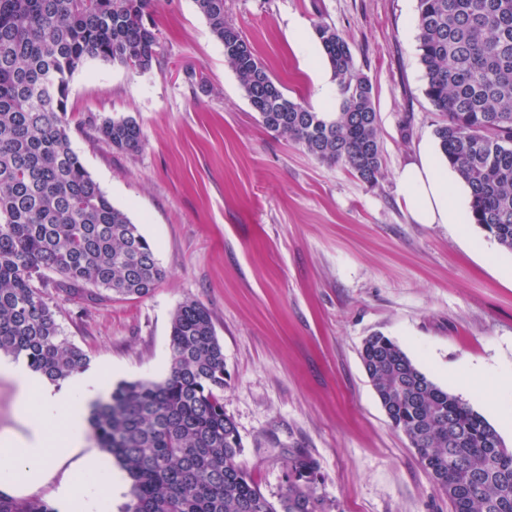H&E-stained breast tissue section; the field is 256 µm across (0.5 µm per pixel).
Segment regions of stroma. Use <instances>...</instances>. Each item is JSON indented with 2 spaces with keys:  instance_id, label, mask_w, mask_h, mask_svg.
Instances as JSON below:
<instances>
[{
  "instance_id": "1",
  "label": "stroma",
  "mask_w": 512,
  "mask_h": 512,
  "mask_svg": "<svg viewBox=\"0 0 512 512\" xmlns=\"http://www.w3.org/2000/svg\"><path fill=\"white\" fill-rule=\"evenodd\" d=\"M417 0H224L288 95L317 112L338 98L313 27L351 44L373 85L384 175L368 186L341 165L266 130L195 0H159L160 54L145 73L91 60L70 82L68 114L134 117L144 141L120 153L86 130L72 146L92 179L152 245L164 271L140 299L47 298L106 390L163 380L172 317L209 310L224 348V410L241 460L268 498L289 451L318 467L329 512H452L365 372L367 336L394 340L435 384L488 422L448 379L480 364L512 372V252L478 225L414 223L397 175L439 156L440 114L424 94Z\"/></svg>"
}]
</instances>
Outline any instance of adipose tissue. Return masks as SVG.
I'll return each instance as SVG.
<instances>
[{"label": "adipose tissue", "instance_id": "obj_1", "mask_svg": "<svg viewBox=\"0 0 512 512\" xmlns=\"http://www.w3.org/2000/svg\"><path fill=\"white\" fill-rule=\"evenodd\" d=\"M398 181L403 203L415 223H458L463 202L447 166L423 155L403 167ZM0 377L14 383L17 413L25 427L21 435L0 434V487L31 490L48 478L53 463L87 446V410L105 391L96 373L57 387L8 360H0ZM83 470L82 482L72 483L66 491L67 498H79L81 512H97L102 487H109L113 496L121 495L119 475H110L102 485L95 482L94 458L85 459Z\"/></svg>", "mask_w": 512, "mask_h": 512}]
</instances>
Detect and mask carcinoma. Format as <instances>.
I'll return each mask as SVG.
<instances>
[{"mask_svg":"<svg viewBox=\"0 0 512 512\" xmlns=\"http://www.w3.org/2000/svg\"><path fill=\"white\" fill-rule=\"evenodd\" d=\"M156 0H0V353L23 358L58 383L85 370L43 286L83 298L145 297L163 278L154 249L115 207L72 148L69 83L87 61L148 71L158 59ZM224 59L269 131L373 186L383 176L370 79L333 26L314 34L338 87V112H314L286 93L224 0H196ZM425 95L442 120L439 150L469 187L470 219L512 252V0H417ZM132 154L142 132L131 117L78 122ZM170 366L159 381L120 384L92 406L100 448L126 472L123 512H327L316 463L288 458L277 499L263 494L240 457L224 411V349L208 309L183 302L173 315ZM376 396L404 432L452 512H512V450L461 397L436 385L391 338L364 340ZM0 512H55L0 490Z\"/></svg>","mask_w":512,"mask_h":512,"instance_id":"carcinoma-1","label":"carcinoma"}]
</instances>
